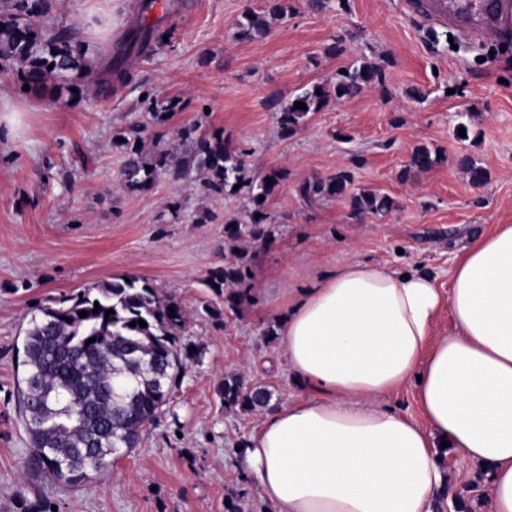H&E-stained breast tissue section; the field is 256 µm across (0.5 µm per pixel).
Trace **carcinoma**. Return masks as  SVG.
<instances>
[{
    "label": "carcinoma",
    "instance_id": "carcinoma-1",
    "mask_svg": "<svg viewBox=\"0 0 512 512\" xmlns=\"http://www.w3.org/2000/svg\"><path fill=\"white\" fill-rule=\"evenodd\" d=\"M270 2L267 11L249 13L239 23L242 38L263 37L273 21L284 18L287 6L282 0ZM154 4L155 0H139L134 23L108 59L98 63L94 49L77 34L41 23L52 9V0H0V68L14 70L19 91L27 84L34 94L46 90L50 82H62L79 92L90 74L96 75L101 90L124 84L131 78L129 60L154 51L163 41L162 19L152 18ZM379 76L378 67L362 63L337 73L330 91L321 85L302 91L280 112V135L293 136L308 114L319 111L329 99L352 97ZM298 101L306 109L294 108ZM182 109V100L176 98L158 108L147 107L156 121ZM114 145L124 156L117 186L125 192L144 190L158 176L169 174L198 181L214 195L237 193L248 199V220L224 217L229 257L202 280L224 296L225 308L239 310L249 298L253 276L251 255L241 244L264 247L273 241L266 208L280 189L282 171L272 169L260 180L249 176L242 153L227 143L221 130L195 140L188 154L158 143L148 152L138 129L119 135ZM437 162L438 153L422 145L413 150L409 167L426 171ZM459 166L475 185L487 179L486 170L468 155L459 159ZM352 183L351 172L342 170L301 183L297 193L305 200L346 198L358 216L393 209L389 195L357 191ZM96 303L101 307L97 313L93 312ZM110 309L114 313L105 315ZM81 310L87 316H79ZM138 320L146 326H129ZM185 320L186 312L175 297L160 296L136 278L128 282L114 278L42 306L24 330V373L17 385L19 413L32 445L27 474L77 483L90 472L107 469L116 454L136 447L143 429L169 404L185 360L194 358L177 345L176 335ZM92 337L95 342L86 343ZM222 393L226 408L242 413L258 411L271 398L266 389L248 386L234 374L224 377Z\"/></svg>",
    "mask_w": 512,
    "mask_h": 512
}]
</instances>
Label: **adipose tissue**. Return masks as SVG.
<instances>
[{"label": "adipose tissue", "mask_w": 512, "mask_h": 512, "mask_svg": "<svg viewBox=\"0 0 512 512\" xmlns=\"http://www.w3.org/2000/svg\"><path fill=\"white\" fill-rule=\"evenodd\" d=\"M269 305L305 391L240 450L271 512H440L453 476L481 486L473 512H512V224L456 253L447 286L352 260ZM409 383L416 418L388 404Z\"/></svg>", "instance_id": "1"}]
</instances>
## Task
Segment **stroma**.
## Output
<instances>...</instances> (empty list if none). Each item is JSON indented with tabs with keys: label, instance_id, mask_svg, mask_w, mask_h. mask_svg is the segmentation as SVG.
Instances as JSON below:
<instances>
[{
	"label": "stroma",
	"instance_id": "obj_1",
	"mask_svg": "<svg viewBox=\"0 0 512 512\" xmlns=\"http://www.w3.org/2000/svg\"><path fill=\"white\" fill-rule=\"evenodd\" d=\"M138 0H54L50 18L90 45L113 46ZM168 40L138 57L132 79L109 96L20 93L0 71V95L23 106L17 134L0 128V512H264L237 453L262 413L226 409L221 384L240 375L271 393V406L303 391L266 342V300L287 297L350 260L412 264L447 284L453 253L492 225L512 224V51L484 47L512 26L467 43L410 0H327L314 11L288 0L287 16L261 39L238 35L246 12L267 0H164ZM382 78L357 96L309 115L289 138L282 108L304 89L333 87L339 70L361 63ZM179 98L183 111L151 119L143 95ZM468 138L457 135L458 124ZM144 126L153 142L223 131L242 150L248 173L286 172L268 205L275 240L252 264L251 300L239 312L202 284L224 262V218L246 219L249 201L214 197L191 180L157 177L151 187L117 188L122 161L115 135ZM439 153L427 171L405 172L418 145ZM470 155L488 171L473 184L458 165ZM346 169L355 189L393 198L388 214L353 215L342 199L303 201L298 186ZM180 202L178 211L169 202ZM146 280L191 313L177 335L198 348L172 387L170 403L136 448L109 471L74 485L28 478L31 443L18 413L24 328L48 299L111 278Z\"/></svg>",
	"mask_w": 512,
	"mask_h": 512
}]
</instances>
